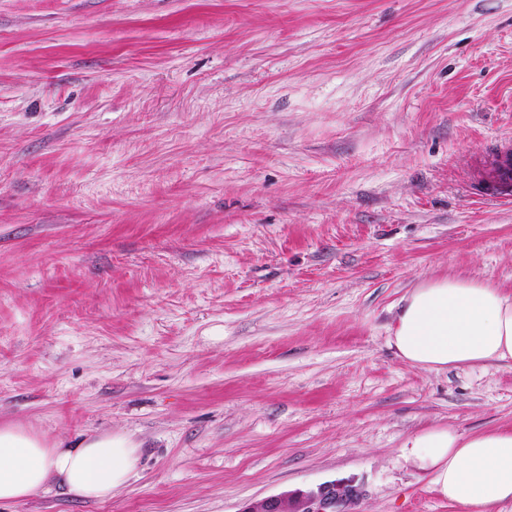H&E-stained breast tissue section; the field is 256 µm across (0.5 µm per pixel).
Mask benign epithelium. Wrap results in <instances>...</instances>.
I'll list each match as a JSON object with an SVG mask.
<instances>
[{"label":"benign epithelium","instance_id":"obj_1","mask_svg":"<svg viewBox=\"0 0 512 512\" xmlns=\"http://www.w3.org/2000/svg\"><path fill=\"white\" fill-rule=\"evenodd\" d=\"M352 485L328 482L308 492L269 497L252 503L243 512H343L341 506L357 498Z\"/></svg>","mask_w":512,"mask_h":512}]
</instances>
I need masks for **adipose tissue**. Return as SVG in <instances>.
Here are the masks:
<instances>
[{"instance_id":"1","label":"adipose tissue","mask_w":512,"mask_h":512,"mask_svg":"<svg viewBox=\"0 0 512 512\" xmlns=\"http://www.w3.org/2000/svg\"><path fill=\"white\" fill-rule=\"evenodd\" d=\"M390 342L398 357L427 371L512 362V294L477 279L423 282L401 300ZM438 494L467 512L512 503V431H423L407 441ZM136 447L122 433L51 441L16 423L0 424V503L52 488L105 499L129 479Z\"/></svg>"}]
</instances>
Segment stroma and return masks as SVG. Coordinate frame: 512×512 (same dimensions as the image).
I'll list each match as a JSON object with an SVG mask.
<instances>
[{
    "label": "stroma",
    "instance_id": "obj_1",
    "mask_svg": "<svg viewBox=\"0 0 512 512\" xmlns=\"http://www.w3.org/2000/svg\"><path fill=\"white\" fill-rule=\"evenodd\" d=\"M512 0H0V424L106 431L104 501L463 512L404 445L512 430V364L390 344L422 282L512 293ZM496 197L510 201L512 196V152L509 148L501 150L494 159L491 170ZM352 485L328 482L308 492L269 497L252 503L242 512H345L339 509L357 498Z\"/></svg>",
    "mask_w": 512,
    "mask_h": 512
}]
</instances>
